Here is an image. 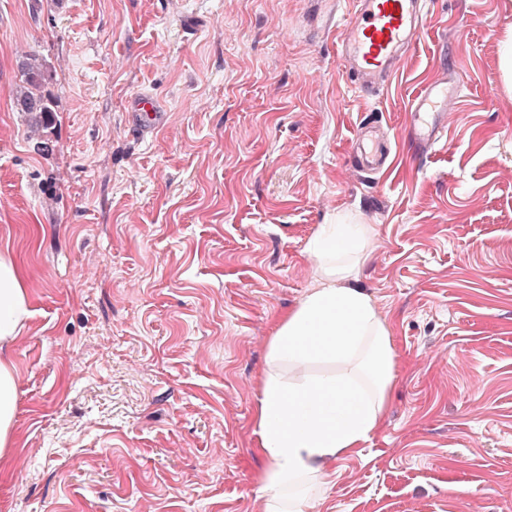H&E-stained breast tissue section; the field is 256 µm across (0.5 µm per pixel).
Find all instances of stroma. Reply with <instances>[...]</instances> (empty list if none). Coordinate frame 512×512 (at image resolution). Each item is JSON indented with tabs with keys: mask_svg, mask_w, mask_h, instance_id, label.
<instances>
[{
	"mask_svg": "<svg viewBox=\"0 0 512 512\" xmlns=\"http://www.w3.org/2000/svg\"><path fill=\"white\" fill-rule=\"evenodd\" d=\"M352 0H0V246L31 314L0 512H265L255 412L279 320L314 288L307 241L370 225L348 282L396 372L361 451L311 512H512V0H426L375 95L339 50ZM51 77L29 136L17 62ZM463 84L439 148L416 96ZM136 94L163 130L128 125ZM392 153L353 162L359 128Z\"/></svg>",
	"mask_w": 512,
	"mask_h": 512,
	"instance_id": "obj_1",
	"label": "stroma"
}]
</instances>
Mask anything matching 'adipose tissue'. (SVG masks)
Listing matches in <instances>:
<instances>
[{
	"mask_svg": "<svg viewBox=\"0 0 512 512\" xmlns=\"http://www.w3.org/2000/svg\"><path fill=\"white\" fill-rule=\"evenodd\" d=\"M348 236L351 247L337 251ZM372 231L363 224H326L311 237L319 285L284 316L269 344V370L256 410L257 455L267 465L255 486L266 512H307L329 483L327 463L361 447L384 416L394 379L390 333L369 296L345 282L352 278ZM25 273L10 249L0 250V348L19 333L30 314ZM314 359L356 364L336 377L287 384L281 370ZM16 371L0 357V477L12 455Z\"/></svg>",
	"mask_w": 512,
	"mask_h": 512,
	"instance_id": "1",
	"label": "adipose tissue"
}]
</instances>
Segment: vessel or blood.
Instances as JSON below:
<instances>
[{
    "label": "vessel or blood",
    "instance_id": "vessel-or-blood-1",
    "mask_svg": "<svg viewBox=\"0 0 512 512\" xmlns=\"http://www.w3.org/2000/svg\"><path fill=\"white\" fill-rule=\"evenodd\" d=\"M354 13L341 44L345 75L360 93L383 89L400 71L425 18L424 0H353ZM460 93L459 83H432L416 97L410 110L414 141L424 150L434 149L443 136V113ZM129 124L139 133L161 130L164 116L159 102L148 95L129 100ZM365 169L379 170L385 157L375 138L360 148Z\"/></svg>",
    "mask_w": 512,
    "mask_h": 512
}]
</instances>
